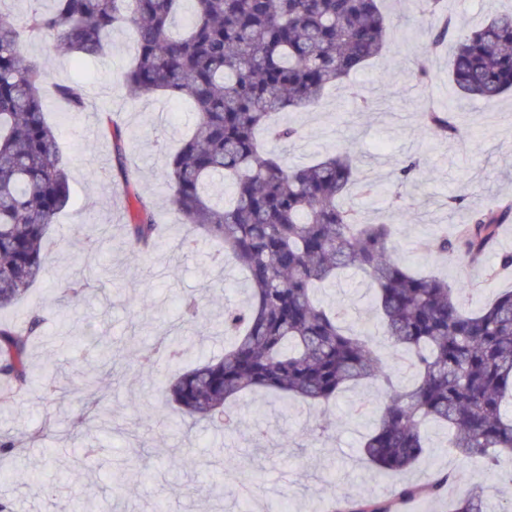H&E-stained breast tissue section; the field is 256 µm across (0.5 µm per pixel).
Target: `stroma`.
Returning a JSON list of instances; mask_svg holds the SVG:
<instances>
[{
	"label": "stroma",
	"instance_id": "stroma-1",
	"mask_svg": "<svg viewBox=\"0 0 512 512\" xmlns=\"http://www.w3.org/2000/svg\"><path fill=\"white\" fill-rule=\"evenodd\" d=\"M511 4L443 0L442 13L456 28L470 29ZM385 9L393 19L386 51L329 91L317 109L283 112V121L299 126L303 137L276 151L289 163L304 164L331 153L337 143L350 144L362 159L360 180L386 188L373 197H352V204L372 224L402 213L396 227L400 257L448 282H468L471 292L459 302L476 310L512 289V268L501 265L502 256L512 254V222L501 225L494 244L474 265L461 252L429 250L424 236L429 231L453 234L473 211L512 197V96L458 99L448 83L452 44L436 52L425 49L434 17L420 0H386ZM107 43L106 56L80 65L54 51L52 34L25 45L52 82L85 85L88 104L73 113L53 94L45 96L47 119L58 125L67 158L71 198L54 226L62 245L48 257L51 278L35 285L21 305L0 319H20L34 307L49 313L31 354L37 376L46 357H53L55 391L48 395L38 386L0 406V434H41L24 454L0 457V503L10 512H73L86 497L94 500L97 512H324L342 494L390 499L402 486H423L436 474L448 473L452 479L441 495L399 503L396 512H448L451 500L477 485L484 488L489 512H512V485L489 479L481 466L449 448L442 425H428L425 451L409 470L389 473L364 459L359 446L371 418L362 409L385 398L374 381L346 389L323 418L297 402L247 395L239 404L244 424L230 433L170 423L166 363L140 369L125 363L100 379L108 388L111 431L86 419L79 435L70 434L68 422L83 416L92 399L86 380L103 363L100 347L127 344L147 353L156 337L179 336L190 357L221 354L220 315L244 298L243 273L231 263L213 266L209 245L189 254L177 248L185 228L168 200L166 151L177 148L193 124L192 107L162 94L128 97L122 79L134 55V36L118 28ZM418 71L427 73V81L415 80ZM428 99L453 104L458 134L423 133L420 113ZM103 112L112 113L129 133L128 178L119 177L113 167L112 143L98 123ZM410 159L417 160V170L398 193L388 192L396 171ZM130 185L153 198L157 219L167 227L163 244L146 256L133 254L126 242L134 205L126 193ZM453 196L461 197V204L449 205ZM59 276L85 281L87 301L67 305L55 286ZM366 284L365 275L351 269L320 297L344 309L355 330L370 331L376 314ZM186 295L203 298L210 326L183 322L179 302ZM259 411L268 413L271 429L257 441L247 425ZM325 419L333 427L321 436L317 428ZM228 454L245 466L224 482L217 474ZM112 465L127 469L124 485L109 479Z\"/></svg>",
	"mask_w": 512,
	"mask_h": 512
}]
</instances>
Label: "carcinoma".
I'll return each mask as SVG.
<instances>
[{"instance_id":"cac0c4a2","label":"carcinoma","mask_w":512,"mask_h":512,"mask_svg":"<svg viewBox=\"0 0 512 512\" xmlns=\"http://www.w3.org/2000/svg\"><path fill=\"white\" fill-rule=\"evenodd\" d=\"M0 0V311L19 304L44 279L48 241L57 215L70 202L58 133L46 118L42 65L23 56L27 41L51 32L59 51L96 58L113 30L129 25L134 59L124 74L133 96L164 94L191 102L195 123L168 164V188L187 234L181 245L210 241L245 270L249 298L224 309V354L176 375L166 389L180 422L209 420L228 430L240 395L272 391L326 411L349 384L379 379L387 400L361 452L375 467L400 471L425 448V427L446 425L448 447L480 462L495 478L512 459V290L476 311L463 310L453 285L424 276L393 257L392 225L365 224L345 197L357 184L356 158L344 145L309 165H285L263 147L259 132L283 144L300 129L278 120L285 110L318 107L327 92L387 47L392 24L382 0H30L21 18ZM189 5L182 31L175 19ZM455 41L448 77L464 99L494 100L512 92V10L457 31L440 18L428 44ZM56 92L73 112L84 110L85 86ZM426 130L457 131L455 109L421 112ZM113 141L118 174L129 180L128 136L112 114L99 118ZM125 225L138 254L160 238L153 202L134 193ZM512 217V201L475 212L454 236L433 235L439 252L478 258ZM367 273L376 332L345 327L342 313L317 292L346 270ZM70 302L79 282L59 279ZM191 325L208 323L194 297L183 301ZM46 316L33 311L0 323V403L11 404L33 385L29 352ZM382 339L409 358L411 385L402 387L377 356ZM170 361L185 348L161 341ZM37 435L0 436V455L21 454ZM449 483L405 486L396 500L341 498L327 512H393L395 501L434 494ZM449 512H486L475 490Z\"/></svg>"}]
</instances>
